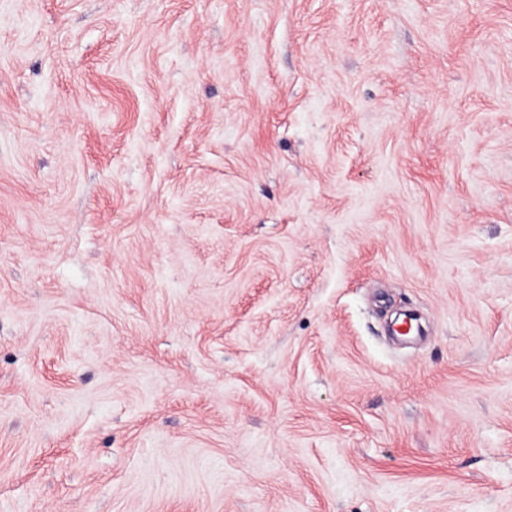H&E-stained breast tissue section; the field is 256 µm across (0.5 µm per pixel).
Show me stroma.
Wrapping results in <instances>:
<instances>
[{
    "label": "stroma",
    "instance_id": "obj_1",
    "mask_svg": "<svg viewBox=\"0 0 512 512\" xmlns=\"http://www.w3.org/2000/svg\"><path fill=\"white\" fill-rule=\"evenodd\" d=\"M0 512H512V0H0Z\"/></svg>",
    "mask_w": 512,
    "mask_h": 512
}]
</instances>
